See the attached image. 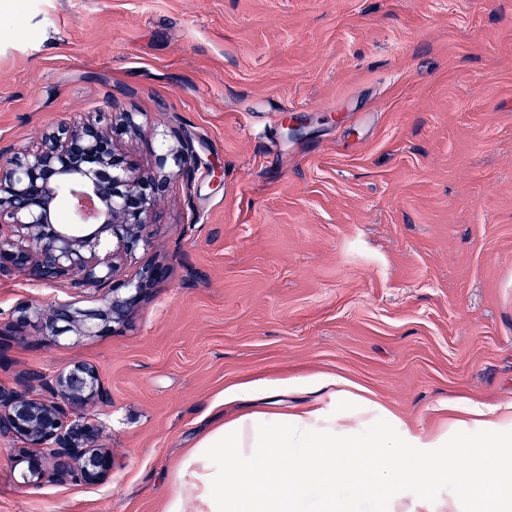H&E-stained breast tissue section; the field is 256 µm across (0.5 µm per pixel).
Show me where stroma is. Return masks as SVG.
Listing matches in <instances>:
<instances>
[{
  "label": "stroma",
  "instance_id": "1",
  "mask_svg": "<svg viewBox=\"0 0 512 512\" xmlns=\"http://www.w3.org/2000/svg\"><path fill=\"white\" fill-rule=\"evenodd\" d=\"M112 102L140 115L139 167L185 130L200 160L125 269L164 275L124 324L0 338L2 387L95 370L108 398L76 418L116 461L28 484L24 440L0 437V512H167L241 383L300 407L346 380L335 412L395 439L512 402V0H0V147ZM65 300L100 305L1 277L0 327ZM442 460L424 483L449 512L473 460Z\"/></svg>",
  "mask_w": 512,
  "mask_h": 512
}]
</instances>
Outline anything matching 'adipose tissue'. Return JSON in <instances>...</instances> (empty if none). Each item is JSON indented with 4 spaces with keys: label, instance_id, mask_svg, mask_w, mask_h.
Segmentation results:
<instances>
[{
    "label": "adipose tissue",
    "instance_id": "1",
    "mask_svg": "<svg viewBox=\"0 0 512 512\" xmlns=\"http://www.w3.org/2000/svg\"><path fill=\"white\" fill-rule=\"evenodd\" d=\"M228 400L262 401V409L220 422L199 439L181 463L180 490L168 512H304L301 503L310 477H317V512H352L356 500L389 497L393 486L421 483L424 473L440 470L439 449L501 459L512 446V405L491 416L481 409L453 419L447 430L388 443L379 432H365L363 412L337 427L328 408L314 404L288 412L280 392L247 385L229 389ZM481 432L480 443L465 437ZM399 467L381 468L384 459ZM456 500L479 503L485 512H512V472L503 484H484L476 474L455 477Z\"/></svg>",
    "mask_w": 512,
    "mask_h": 512
}]
</instances>
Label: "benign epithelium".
Listing matches in <instances>:
<instances>
[{
  "mask_svg": "<svg viewBox=\"0 0 512 512\" xmlns=\"http://www.w3.org/2000/svg\"><path fill=\"white\" fill-rule=\"evenodd\" d=\"M112 123L135 134L134 112L112 113ZM198 140L183 132L177 145L164 146L160 167L171 160L177 171L137 173L96 117L81 115L47 133L16 158L0 151V274L22 273L43 284L69 283L101 294L104 307L81 309L57 303L45 320L58 340L77 331L97 333L101 322L120 324L147 288L162 276L147 266L138 278L120 274L122 262L144 240L157 202L171 177L198 159ZM67 197L72 220L57 218ZM103 395L94 370L77 366L51 378L32 372L21 390L0 387V437H17L41 448L59 480L92 484L112 473L107 451L88 441L98 428L78 427L74 413Z\"/></svg>",
  "mask_w": 512,
  "mask_h": 512,
  "instance_id": "7a95c632",
  "label": "benign epithelium"
}]
</instances>
